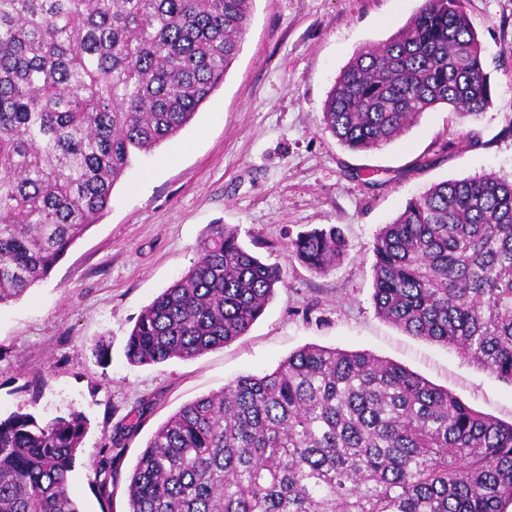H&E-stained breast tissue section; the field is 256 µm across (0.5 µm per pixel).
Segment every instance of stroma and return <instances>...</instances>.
<instances>
[{
	"label": "stroma",
	"instance_id": "1",
	"mask_svg": "<svg viewBox=\"0 0 512 512\" xmlns=\"http://www.w3.org/2000/svg\"><path fill=\"white\" fill-rule=\"evenodd\" d=\"M421 0H254L242 48L191 123L137 159L110 209L19 300L0 306V417L46 421L81 411L89 429L72 473L81 512H127L140 452L184 404L242 374L273 371L318 345L368 352L447 388L472 408L512 422V385L441 344L378 317L374 236L431 184L494 172L512 176V0H466L492 104L480 116L440 107L369 153L322 132L336 77L363 46L389 40ZM478 133L471 145L468 133ZM452 151H444L447 141ZM428 160L416 168L418 159ZM211 224L238 227L242 243L283 269L264 313L241 338L192 359L133 365L125 345L141 311L197 258ZM338 228L347 251L319 275L291 259L290 235ZM111 347L97 357V341ZM136 435L110 440L135 413ZM112 458L109 501L100 462Z\"/></svg>",
	"mask_w": 512,
	"mask_h": 512
}]
</instances>
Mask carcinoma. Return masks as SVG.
Instances as JSON below:
<instances>
[{
    "mask_svg": "<svg viewBox=\"0 0 512 512\" xmlns=\"http://www.w3.org/2000/svg\"><path fill=\"white\" fill-rule=\"evenodd\" d=\"M254 0H0V305L46 280L97 223L134 153L175 138L224 83ZM491 103L465 0H423L389 41L358 50L321 129L376 150L426 112ZM336 228L289 239L317 274ZM141 312L134 364L194 359L247 334L283 270L228 224ZM377 315L512 384V181L432 184L373 242ZM79 412L0 418V512H80ZM512 424L368 352L305 346L183 405L130 475L128 512H505Z\"/></svg>",
    "mask_w": 512,
    "mask_h": 512,
    "instance_id": "1",
    "label": "carcinoma"
}]
</instances>
